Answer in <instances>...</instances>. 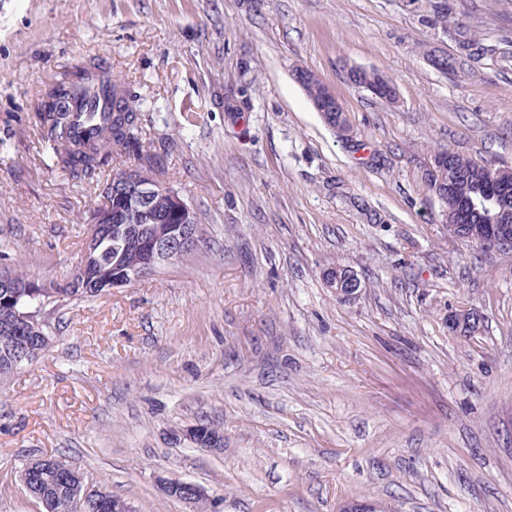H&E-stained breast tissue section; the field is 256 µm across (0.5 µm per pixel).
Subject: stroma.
I'll list each match as a JSON object with an SVG mask.
<instances>
[{"mask_svg": "<svg viewBox=\"0 0 512 512\" xmlns=\"http://www.w3.org/2000/svg\"><path fill=\"white\" fill-rule=\"evenodd\" d=\"M442 12L488 55L458 59ZM89 60L150 116L157 178L203 239L152 279L42 310L47 348L0 378V512H38L21 472L50 455L134 512H190L169 479L205 512H512V250L449 234L425 178L445 149L512 167V0H0V244L45 286L129 167L74 179L31 121ZM334 265L360 277L355 301L326 286ZM469 308L481 331L452 333ZM199 424L223 450L177 441ZM295 77L297 81L301 84L303 89L306 91L308 97L311 101H318L314 103L313 106L317 112H324L326 109L324 101L334 100L336 103L339 102L336 100V96L334 92L326 87V92L323 98V102L319 101L322 99V94L324 90V84L318 79L314 74L308 72L306 70H299L295 73Z\"/></svg>", "mask_w": 512, "mask_h": 512, "instance_id": "stroma-1", "label": "stroma"}]
</instances>
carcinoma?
Returning a JSON list of instances; mask_svg holds the SVG:
<instances>
[{
	"label": "carcinoma",
	"mask_w": 512,
	"mask_h": 512,
	"mask_svg": "<svg viewBox=\"0 0 512 512\" xmlns=\"http://www.w3.org/2000/svg\"><path fill=\"white\" fill-rule=\"evenodd\" d=\"M92 66L76 65L67 72L64 79L48 95V103L32 116L39 129L42 146L51 154L58 169L74 177L94 179L102 169L112 165V157L124 156L139 165H147L159 170L164 165V157L146 149L143 114L134 98L120 85L112 84L114 111L108 113L104 126L97 137L77 139L73 135L74 113L72 101L76 94L95 96L92 89ZM297 81L312 101L322 99L324 84L314 74L299 70ZM496 167L492 160L476 161L452 151L435 155L431 170L426 174L432 192L452 187L460 196L473 197L478 201L476 210L468 220L459 222L448 217V231L454 236L471 241L480 236L485 225L495 220L512 224V175L504 172L498 186L500 197L494 202L484 201L488 187L489 172ZM146 224L133 226L124 234L117 225L104 227L107 238L99 252V266L111 269L113 276L125 273L139 266L143 259V241ZM105 288L89 286L83 276L76 272L62 284L51 288H0V377L10 374L25 361L37 357L47 347L48 336L44 329L20 321L14 311L26 305H55L57 296L63 294L71 300H88L100 295ZM197 445L201 448L224 447L223 433L210 425L203 427ZM47 483L51 495L58 498L57 512H73L69 500V485L81 479L66 461L57 455L48 457ZM121 508L119 499L108 494L103 500H92L83 506L86 512H116Z\"/></svg>",
	"instance_id": "carcinoma-1"
}]
</instances>
